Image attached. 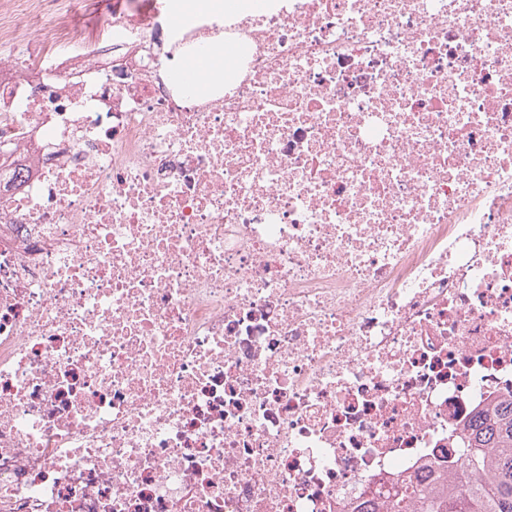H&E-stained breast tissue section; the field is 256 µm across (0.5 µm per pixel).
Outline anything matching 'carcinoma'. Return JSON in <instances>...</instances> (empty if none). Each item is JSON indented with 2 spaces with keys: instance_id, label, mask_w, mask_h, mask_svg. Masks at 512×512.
I'll return each instance as SVG.
<instances>
[{
  "instance_id": "obj_1",
  "label": "carcinoma",
  "mask_w": 512,
  "mask_h": 512,
  "mask_svg": "<svg viewBox=\"0 0 512 512\" xmlns=\"http://www.w3.org/2000/svg\"><path fill=\"white\" fill-rule=\"evenodd\" d=\"M456 465L462 470L457 482L439 471L385 497L365 498L356 512H403L406 499L419 512H512V399L476 420L448 461Z\"/></svg>"
}]
</instances>
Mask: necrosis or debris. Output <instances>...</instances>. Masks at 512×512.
<instances>
[{
  "label": "necrosis or debris",
  "instance_id": "obj_1",
  "mask_svg": "<svg viewBox=\"0 0 512 512\" xmlns=\"http://www.w3.org/2000/svg\"><path fill=\"white\" fill-rule=\"evenodd\" d=\"M2 42L0 512H354L512 395V0ZM212 54L190 61L187 66V75L196 79L198 83H202L205 79L213 75L214 71L210 68L209 59L213 56H223L226 65L231 64L236 55L242 50L237 45L217 46Z\"/></svg>",
  "mask_w": 512,
  "mask_h": 512
}]
</instances>
